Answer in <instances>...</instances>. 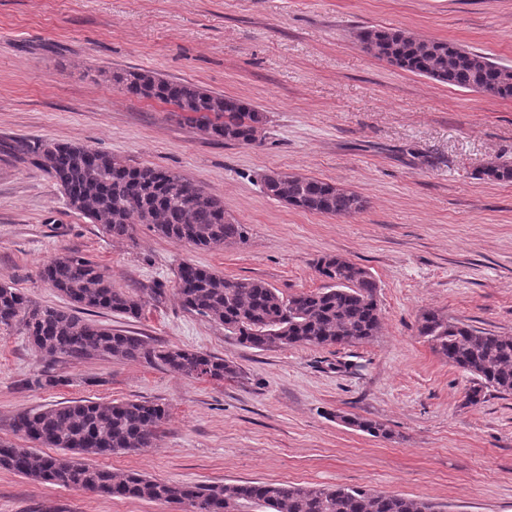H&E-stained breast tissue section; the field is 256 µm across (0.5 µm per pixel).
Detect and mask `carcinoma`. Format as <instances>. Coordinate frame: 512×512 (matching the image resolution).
<instances>
[{
    "label": "carcinoma",
    "instance_id": "cac0c4a2",
    "mask_svg": "<svg viewBox=\"0 0 512 512\" xmlns=\"http://www.w3.org/2000/svg\"><path fill=\"white\" fill-rule=\"evenodd\" d=\"M358 39L373 57L415 75L463 90L512 99V66L456 43L420 39L403 30L366 28ZM127 95L176 105L203 134L252 143L264 113L240 98L209 92L149 71L115 76ZM16 160L46 172L67 205L116 240L130 239L132 219L157 234L198 249L241 242L245 225L224 214V204L180 174L134 167L108 153L77 143L16 140L0 146ZM266 192L304 211L343 217L364 210L360 194L314 177L271 171ZM327 285L317 292L284 297L262 280L226 278L193 263L182 264L175 289L184 309L224 326L241 344L265 350L294 345H352L372 339L380 328L378 284L372 274L341 256L316 263ZM40 277L65 301L39 305L19 289L0 283V330L17 331L49 358L144 360L181 376L222 381L240 375L232 361L177 346H156L141 336L84 318L89 312L138 318L147 301L112 282L79 251L43 263ZM419 335L448 363L472 376L467 402L487 393L512 395V336L477 330L429 311ZM37 389L62 380L42 370L29 380ZM165 404L146 399L103 403L73 400L16 416L13 429L32 446L0 443V468L61 487L112 498H143L178 506L182 512H236L257 503L269 512H435L427 499L378 493L364 487L310 488L276 482L200 486L152 480L139 473L115 475L89 463L95 456L149 446L168 418ZM343 423L373 437L387 438L381 424L354 415ZM57 448L58 454L38 449Z\"/></svg>",
    "mask_w": 512,
    "mask_h": 512
}]
</instances>
